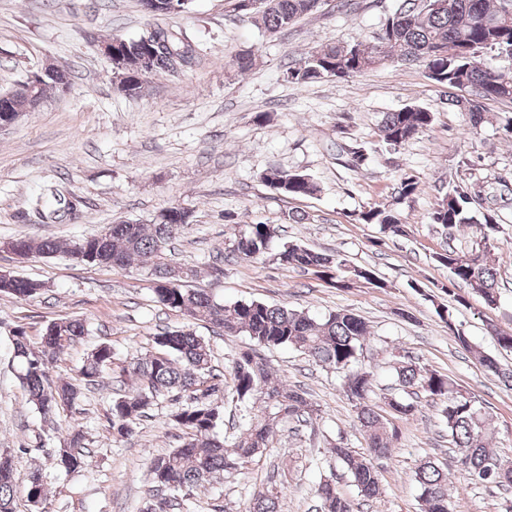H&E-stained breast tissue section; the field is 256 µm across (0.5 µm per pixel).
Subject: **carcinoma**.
<instances>
[{
    "label": "carcinoma",
    "instance_id": "carcinoma-1",
    "mask_svg": "<svg viewBox=\"0 0 512 512\" xmlns=\"http://www.w3.org/2000/svg\"><path fill=\"white\" fill-rule=\"evenodd\" d=\"M143 10L153 19L146 32L135 39L112 36L116 51L125 64L127 85L125 95L140 92L138 63L140 50H150L152 69L148 76L175 74L200 62V56L188 37L164 20L184 13L191 0H140ZM316 0H263L259 9H252L248 0H228L232 11L250 14L261 28L274 35L294 25L302 17L318 10ZM504 0H450L451 7L438 9L435 2L425 5L419 0H400L398 7L381 24L372 43L336 42L312 51L296 66L288 69V80L297 83L316 82L323 78L346 79L364 74L387 62L424 64L428 76L448 90L449 104L460 107L453 90L467 84L478 101L466 115L475 128L485 122L479 100L512 96V82L495 72L475 64L476 54L490 46H512V24L504 25L500 14ZM68 86L63 70L38 93L43 99L50 91ZM33 101L18 83L13 90L0 94V111L24 108ZM433 113L422 107H406L383 113L380 132L385 142L399 147L431 125ZM264 180L288 196L313 193L316 185L303 174H286L276 167L264 173ZM473 201H466L457 189L444 195L431 214V222L443 228L463 224L478 225L480 238L466 253L446 250L436 260L448 267L452 284L461 283L486 306L499 300L495 268L487 260L490 242L503 228L494 215L481 212L482 190L469 187ZM366 224H378L395 235L403 233L399 214L391 209L373 208L359 217ZM190 223L189 212L166 209L156 222L119 223L108 226L103 237L90 236L77 241L46 238L40 241L19 238L16 243L28 252L44 255L62 254L82 263L127 266L131 263L144 269L153 279L154 293L166 307L178 310L193 320L209 323L227 333L243 334L261 347L291 346L302 350L317 365L345 373L343 389L354 404L357 420L367 439V448L357 453L335 444L330 451L342 466L358 494L369 500L381 494L378 461L391 455L394 433L388 420L378 412L374 401L373 374L355 370L367 337L369 325L359 316L346 311H332L316 318L305 311L259 301H238L225 304L201 288H190L188 282L198 276L193 265L174 267L163 262L169 244L178 238ZM275 227L251 224L234 241L233 253L241 259L257 258L267 253ZM274 258L280 263L303 270L340 273L342 260L290 243ZM40 290V282L16 277L0 285V293L23 300ZM446 319L448 332L464 350L474 354L484 368L499 376L512 389V370H504L497 358L477 349L466 332L454 320L453 312L439 313ZM87 325L80 319L49 323L40 343L31 344L25 330L18 328L12 336L13 357L17 361L19 379L35 410L45 420L57 411L72 406L79 398L80 388L52 378L49 365L64 347L82 339ZM152 349L123 363H114L112 346H95L79 370L86 385L102 386L103 369L116 365V374L130 380L128 391L112 398L110 424L112 437L132 436L143 417L160 399L172 397L183 401L172 414V422L183 431V442L169 454L152 459L148 465L150 483L166 489L165 498L152 493L144 512H178L184 498L199 487L211 485L243 467L249 459L273 447L279 440V424L286 418L300 419L315 412L312 404L298 391L280 382L268 363L253 351H242L232 358L227 372L230 389L214 373L212 350L192 325L166 330L151 337ZM399 386L404 394L420 393L441 402V417L448 437L459 453V462L466 478L478 483L512 486V460L488 448L484 437L491 429V418L471 394L463 391L448 377L435 370L424 369L414 361H400L395 367ZM242 411L245 432L228 440L218 435L224 425L226 403ZM85 435L80 430L69 433L62 447L55 450L58 466L75 473L86 465ZM422 512H448V475L433 461L424 460L414 471ZM15 475L12 454L0 452V512H15ZM315 512H354L351 502L341 496L334 480L318 483ZM29 501L44 505L48 492L40 472L36 471L27 487ZM245 512H279L278 496L269 491L252 499Z\"/></svg>",
    "mask_w": 512,
    "mask_h": 512
}]
</instances>
